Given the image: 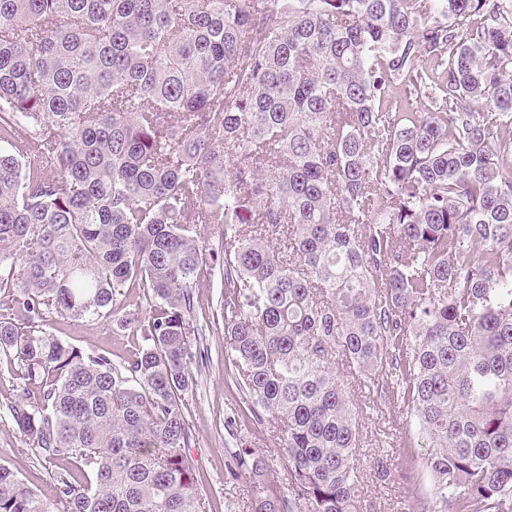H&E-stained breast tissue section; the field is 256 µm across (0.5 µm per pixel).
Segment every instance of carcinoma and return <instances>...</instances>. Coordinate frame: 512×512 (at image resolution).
Masks as SVG:
<instances>
[{
    "mask_svg": "<svg viewBox=\"0 0 512 512\" xmlns=\"http://www.w3.org/2000/svg\"><path fill=\"white\" fill-rule=\"evenodd\" d=\"M0 141V353L56 473L0 464V512H206L219 260L224 364L282 445L235 451L266 490L241 512H368L347 373L429 443L432 512H512V0H0ZM128 283L127 363L43 328Z\"/></svg>",
    "mask_w": 512,
    "mask_h": 512,
    "instance_id": "obj_1",
    "label": "carcinoma"
}]
</instances>
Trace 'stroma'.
<instances>
[{
  "instance_id": "1",
  "label": "stroma",
  "mask_w": 512,
  "mask_h": 512,
  "mask_svg": "<svg viewBox=\"0 0 512 512\" xmlns=\"http://www.w3.org/2000/svg\"><path fill=\"white\" fill-rule=\"evenodd\" d=\"M223 292L224 278L219 270L193 290L204 363L194 370L196 386L189 396L196 443L188 449L187 456L206 498V512H228L258 489L248 476L233 480L227 473L228 452L237 448L240 441H248L267 456L280 453L278 442L271 440L247 410L241 409L235 379L224 365V330L212 321ZM138 295V289H124L112 314L103 319L75 321L47 313L44 328L82 351L100 353L113 363H122L133 358L143 344L132 324L139 311ZM23 387L16 361L0 353V464L11 468L29 487L50 497L54 494L53 471L34 452L24 451V442L11 422L10 407L20 401ZM349 399L362 423L355 464L359 489L370 502L371 512H430L428 480L419 469L427 447H406L401 430L392 425L395 409L373 404L358 383H351ZM382 457L391 459L396 469L395 475L385 481L377 478L373 468L375 459Z\"/></svg>"
}]
</instances>
